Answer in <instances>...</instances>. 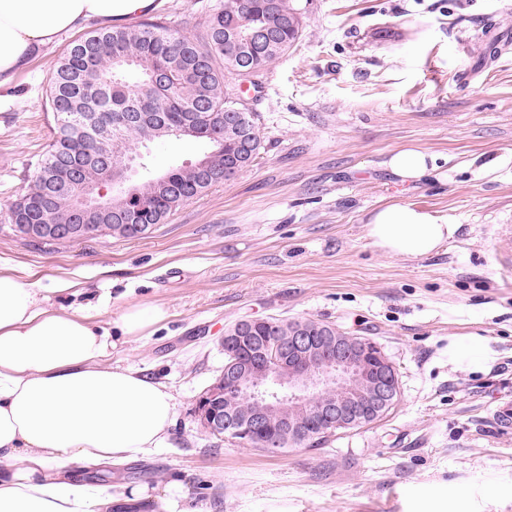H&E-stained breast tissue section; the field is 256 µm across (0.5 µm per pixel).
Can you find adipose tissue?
I'll return each instance as SVG.
<instances>
[{
    "instance_id": "1",
    "label": "adipose tissue",
    "mask_w": 512,
    "mask_h": 512,
    "mask_svg": "<svg viewBox=\"0 0 512 512\" xmlns=\"http://www.w3.org/2000/svg\"><path fill=\"white\" fill-rule=\"evenodd\" d=\"M157 0H0V90L45 47L89 25L133 26ZM455 232L430 213L390 203L366 226L373 246L423 257ZM168 315L127 306L112 322L52 303L47 288L0 273V512H101L151 499L178 512L183 486H100L70 468L122 465L171 447L177 404L141 369L111 364L118 340L143 336Z\"/></svg>"
}]
</instances>
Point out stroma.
<instances>
[{
	"instance_id": "obj_1",
	"label": "stroma",
	"mask_w": 512,
	"mask_h": 512,
	"mask_svg": "<svg viewBox=\"0 0 512 512\" xmlns=\"http://www.w3.org/2000/svg\"><path fill=\"white\" fill-rule=\"evenodd\" d=\"M220 0H163L159 18L199 36ZM71 34L0 100V217L54 128L46 90ZM263 147L253 166L138 239L49 243L0 228V270L101 320L157 303L167 319L111 363L167 385L171 448L113 469L155 487L179 476L201 512H512V435L484 407L512 398V275L498 234L512 222V0H307L299 41L246 96ZM435 158L405 182L392 155ZM194 140L143 148L138 180L202 154ZM389 203L455 225L424 257L374 248ZM244 316L308 319L370 339L401 397L382 420L318 448L269 455L206 432L196 405L224 368V330ZM486 349L475 366L452 348Z\"/></svg>"
}]
</instances>
